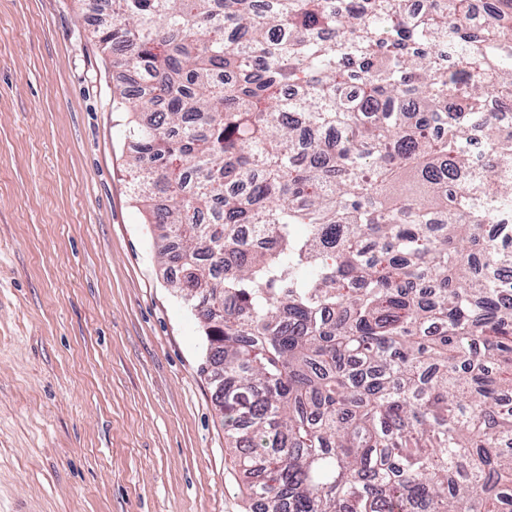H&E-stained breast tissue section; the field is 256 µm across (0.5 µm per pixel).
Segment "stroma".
I'll use <instances>...</instances> for the list:
<instances>
[{"label":"stroma","instance_id":"obj_1","mask_svg":"<svg viewBox=\"0 0 512 512\" xmlns=\"http://www.w3.org/2000/svg\"><path fill=\"white\" fill-rule=\"evenodd\" d=\"M79 0H0V512H252Z\"/></svg>","mask_w":512,"mask_h":512}]
</instances>
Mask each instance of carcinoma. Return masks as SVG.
Instances as JSON below:
<instances>
[{
	"mask_svg": "<svg viewBox=\"0 0 512 512\" xmlns=\"http://www.w3.org/2000/svg\"><path fill=\"white\" fill-rule=\"evenodd\" d=\"M112 0L135 201L258 512H512V0Z\"/></svg>",
	"mask_w": 512,
	"mask_h": 512,
	"instance_id": "obj_1",
	"label": "carcinoma"
}]
</instances>
